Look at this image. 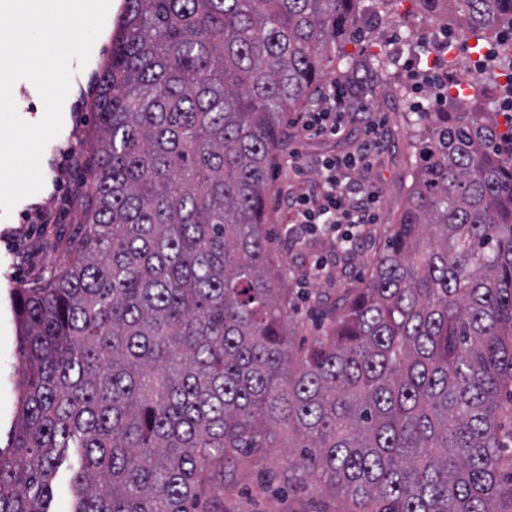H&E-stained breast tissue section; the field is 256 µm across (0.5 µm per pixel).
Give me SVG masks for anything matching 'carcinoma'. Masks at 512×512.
I'll return each mask as SVG.
<instances>
[{
	"label": "carcinoma",
	"instance_id": "carcinoma-1",
	"mask_svg": "<svg viewBox=\"0 0 512 512\" xmlns=\"http://www.w3.org/2000/svg\"><path fill=\"white\" fill-rule=\"evenodd\" d=\"M446 38L512 0H415ZM363 0H124L95 98L72 265L17 288L19 413L0 512H224V465L298 449L288 490L351 512H504L512 388V134L413 113L412 188L368 280L296 342L269 253L270 171ZM56 490L51 509L55 512H72L73 494L70 488V478L66 472H62L56 479Z\"/></svg>",
	"mask_w": 512,
	"mask_h": 512
}]
</instances>
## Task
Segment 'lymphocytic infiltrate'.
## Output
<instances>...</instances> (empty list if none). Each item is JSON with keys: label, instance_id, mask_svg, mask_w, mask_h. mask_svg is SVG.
<instances>
[{"label": "lymphocytic infiltrate", "instance_id": "1", "mask_svg": "<svg viewBox=\"0 0 512 512\" xmlns=\"http://www.w3.org/2000/svg\"><path fill=\"white\" fill-rule=\"evenodd\" d=\"M322 107L307 113L305 130L317 135L337 134L343 125L351 101L347 89L338 83H329L321 93ZM385 147L379 127H369L357 153L344 157H306L300 150L288 153V170L296 179H303L307 171H315L317 179L294 201L289 210V221L297 233H323L338 246L354 247L363 225L374 223L380 199L378 188L370 181L351 179L354 171L365 172L378 153Z\"/></svg>", "mask_w": 512, "mask_h": 512}]
</instances>
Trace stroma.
<instances>
[{
  "label": "stroma",
  "mask_w": 512,
  "mask_h": 512,
  "mask_svg": "<svg viewBox=\"0 0 512 512\" xmlns=\"http://www.w3.org/2000/svg\"><path fill=\"white\" fill-rule=\"evenodd\" d=\"M122 0H112L105 25L95 41L87 64L72 62L71 89L63 106L60 133L45 147L41 168L42 189L22 201L9 216L0 217V435L8 436L16 417L18 390L15 369L19 345L9 291L38 284L71 264L73 249L83 230L84 185L93 164L98 135L95 92L104 64L112 53V26ZM425 27L415 0H401L396 17L375 14L365 8L356 35L341 44L354 58V68H334L329 76L341 80L356 106L351 119L335 136H312L304 130L300 113H290L288 146L305 155H346L356 150L370 121L383 126L386 147L377 156L370 180L381 190L376 223L367 225L358 248L340 251L330 237H297L289 231L288 205L302 193L284 162L271 173L267 228L278 260L288 269L287 287L307 294L297 311L298 333H316V318L337 306L345 292L361 287L373 260L383 250L397 224L414 177V130L408 123L417 96L411 73L423 69L436 55L435 43H423ZM385 44L398 57L396 66L381 72L372 56L377 44ZM331 269L326 280L308 278L316 261ZM288 467V451L264 448L251 454L231 471L224 491V512H342V498L314 491L290 495L267 490V473Z\"/></svg>",
  "instance_id": "obj_1"
}]
</instances>
